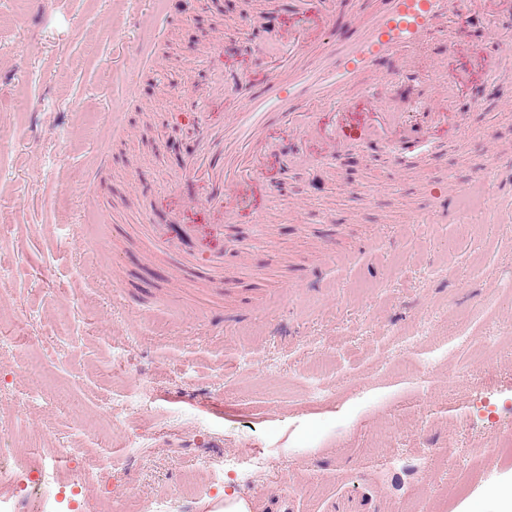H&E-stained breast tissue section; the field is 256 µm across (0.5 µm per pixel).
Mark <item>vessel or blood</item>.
Returning a JSON list of instances; mask_svg holds the SVG:
<instances>
[{"label":"vessel or blood","mask_w":512,"mask_h":512,"mask_svg":"<svg viewBox=\"0 0 512 512\" xmlns=\"http://www.w3.org/2000/svg\"><path fill=\"white\" fill-rule=\"evenodd\" d=\"M447 16V0H378L369 20L353 27L344 43H337L334 27H324L318 39L324 53L314 66L304 63L309 42L305 30L298 28L287 37L292 55L273 68L262 87L239 77L237 110L228 113L222 126L198 125L190 132L195 148L172 178L180 208L169 212L166 223L149 227L171 274L180 278L190 270L198 279L222 284L224 229L236 223L247 197L241 177L262 184L266 193L276 190L265 182L254 155L276 118H300V137L320 138L328 152L342 155L350 147V137L323 122L318 106L394 84L395 75L379 72L377 60L399 55L411 62V50L447 35ZM381 118V124L361 131L362 139L381 140L387 125L410 136L415 133L404 113L385 111ZM196 209L207 212L208 223H189L188 214ZM194 241L199 242V251L188 250Z\"/></svg>","instance_id":"1"}]
</instances>
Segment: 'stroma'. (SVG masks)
Masks as SVG:
<instances>
[{"label": "stroma", "instance_id": "35a3bbf8", "mask_svg": "<svg viewBox=\"0 0 512 512\" xmlns=\"http://www.w3.org/2000/svg\"><path fill=\"white\" fill-rule=\"evenodd\" d=\"M479 12L481 28L449 6V37L417 51L403 94L323 107L346 130L382 107L460 113V138L433 122L339 159L306 142L313 165L292 168L297 136L278 125L263 171L281 191L225 231L246 260L220 291L144 260L143 229L181 204L168 175L193 143L172 152L174 132L233 111L207 93L216 74L259 81L268 51L287 56L293 0H28L1 22L0 448L62 486L101 470L84 512H213L226 496L253 512L271 497L288 512H469L512 481L494 447L512 433L511 173L495 156L512 148V76L481 53H512V18ZM261 15L265 48L201 54ZM475 181L473 207L438 203ZM230 455L266 467L214 475ZM446 456L455 468L436 469Z\"/></svg>", "mask_w": 512, "mask_h": 512}]
</instances>
